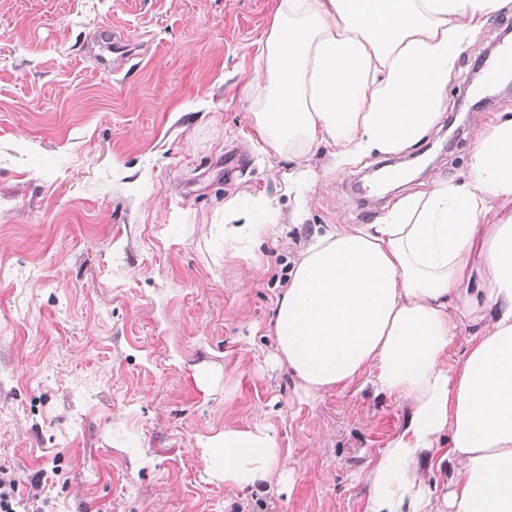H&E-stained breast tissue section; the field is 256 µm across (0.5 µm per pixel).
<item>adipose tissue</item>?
I'll use <instances>...</instances> for the list:
<instances>
[{
  "instance_id": "obj_1",
  "label": "adipose tissue",
  "mask_w": 512,
  "mask_h": 512,
  "mask_svg": "<svg viewBox=\"0 0 512 512\" xmlns=\"http://www.w3.org/2000/svg\"><path fill=\"white\" fill-rule=\"evenodd\" d=\"M512 0H277L241 94L253 147L293 161L332 148L340 168L398 154L433 128L472 33ZM285 217L274 197L224 202V257ZM471 337L456 352L460 326ZM274 360L304 398L355 382L405 403L366 473V512H512V113L479 129L468 169L396 199L372 224H330L302 247L276 299ZM225 486L285 480L273 426L225 425L204 445ZM444 472L425 483L423 466Z\"/></svg>"
}]
</instances>
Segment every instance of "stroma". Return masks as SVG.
Returning <instances> with one entry per match:
<instances>
[{
    "label": "stroma",
    "mask_w": 512,
    "mask_h": 512,
    "mask_svg": "<svg viewBox=\"0 0 512 512\" xmlns=\"http://www.w3.org/2000/svg\"><path fill=\"white\" fill-rule=\"evenodd\" d=\"M274 0H0V466L43 512H365L368 470L405 405L354 384L298 399L272 362L270 319L302 241L370 224L387 198L362 187L373 153L310 163L301 224L224 257V201L262 191L283 210L293 164L251 145L240 94ZM512 5L490 15L448 80L429 134L400 156L395 195L467 170L500 84L463 82ZM127 41L114 74L105 35ZM272 424L291 486L238 490L202 446L225 424Z\"/></svg>",
    "instance_id": "35a3bbf8"
}]
</instances>
